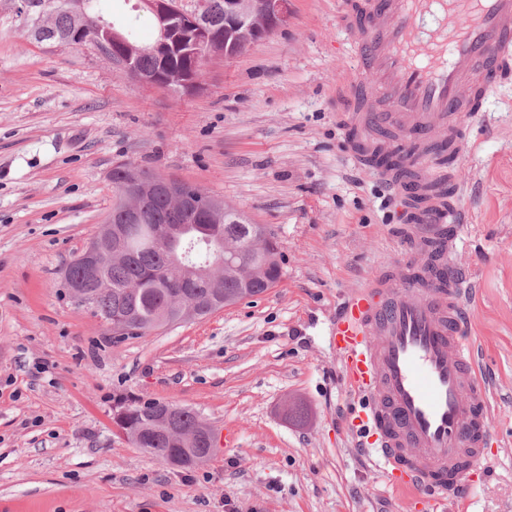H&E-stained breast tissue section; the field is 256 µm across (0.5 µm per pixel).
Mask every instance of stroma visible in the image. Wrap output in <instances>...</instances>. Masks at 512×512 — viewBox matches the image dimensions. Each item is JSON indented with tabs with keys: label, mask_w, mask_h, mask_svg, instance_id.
<instances>
[{
	"label": "stroma",
	"mask_w": 512,
	"mask_h": 512,
	"mask_svg": "<svg viewBox=\"0 0 512 512\" xmlns=\"http://www.w3.org/2000/svg\"><path fill=\"white\" fill-rule=\"evenodd\" d=\"M340 0L203 65L186 94L131 80L91 43H35L0 0V512H407L342 425L336 307L426 233L346 134L368 76ZM451 172L465 326L486 361L501 448L468 512H512V83L491 94ZM131 162L218 195L283 251L266 292L116 340L64 271L112 211ZM123 397L198 411L215 455L177 468L114 423Z\"/></svg>",
	"instance_id": "stroma-1"
}]
</instances>
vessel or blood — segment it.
<instances>
[{
  "label": "vessel or blood",
  "instance_id": "1",
  "mask_svg": "<svg viewBox=\"0 0 512 512\" xmlns=\"http://www.w3.org/2000/svg\"><path fill=\"white\" fill-rule=\"evenodd\" d=\"M344 25L379 106L349 123L359 156L377 165L425 240L347 297L334 336L341 380L356 403L345 427L410 512H440L471 490L468 469L496 441L479 349L463 331L473 290L452 262L458 159L468 120L512 78V0H345Z\"/></svg>",
  "mask_w": 512,
  "mask_h": 512
}]
</instances>
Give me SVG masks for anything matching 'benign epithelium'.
I'll use <instances>...</instances> for the list:
<instances>
[{
	"label": "benign epithelium",
	"mask_w": 512,
	"mask_h": 512,
	"mask_svg": "<svg viewBox=\"0 0 512 512\" xmlns=\"http://www.w3.org/2000/svg\"><path fill=\"white\" fill-rule=\"evenodd\" d=\"M139 4L153 14L158 29L155 41L143 47L132 46L115 24L100 16L88 15L85 0H43L41 11L35 18L29 13L28 0H13V12L36 30L46 27L47 17L60 9L75 13L82 20L76 43L92 42L112 50L122 48V53L115 55L114 60L121 63L130 78L148 86H176L183 91H191L196 87V76L172 71L168 63L174 55L190 53L200 59L229 55L224 41L214 37L209 25L210 0H196L195 8L190 12L180 8L175 0H139ZM224 18L226 27L233 32L250 39L265 37L287 22V0H225ZM142 53L157 59L155 71L146 73L138 68L137 58ZM157 192L165 194L171 205L194 216L200 223H214V213L219 206L202 201L200 195L189 192L182 182L167 177L138 178L128 183L125 188L127 218L131 221L138 219L149 198ZM128 228L127 224L107 223L87 246L82 256L87 279L71 283L74 297L85 299L90 295V288L109 287L103 268L112 263V259L125 256L124 241ZM188 234L189 230L182 224H158L154 226L153 242L161 247L178 246ZM216 268V264L207 267L189 263L182 265L184 271L204 277L213 288L220 287Z\"/></svg>",
	"instance_id": "obj_1"
}]
</instances>
